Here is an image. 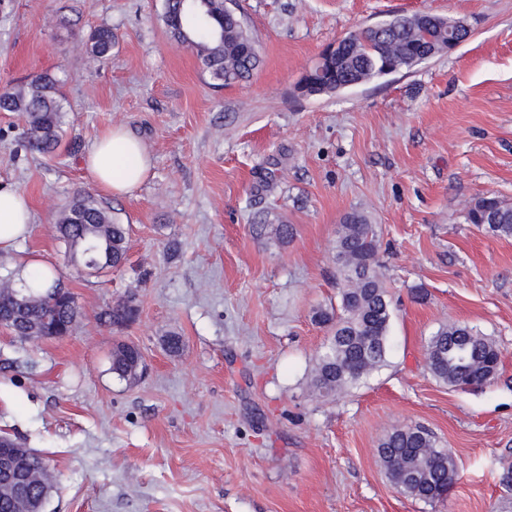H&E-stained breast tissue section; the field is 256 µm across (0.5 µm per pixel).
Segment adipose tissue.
<instances>
[{
    "label": "adipose tissue",
    "mask_w": 512,
    "mask_h": 512,
    "mask_svg": "<svg viewBox=\"0 0 512 512\" xmlns=\"http://www.w3.org/2000/svg\"><path fill=\"white\" fill-rule=\"evenodd\" d=\"M94 183L107 196L133 194L145 180L150 155L142 142L122 127L100 135L83 158ZM32 224L29 199L14 189H0V253L24 240Z\"/></svg>",
    "instance_id": "obj_1"
}]
</instances>
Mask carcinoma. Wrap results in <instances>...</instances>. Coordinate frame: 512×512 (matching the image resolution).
<instances>
[{
	"label": "carcinoma",
	"instance_id": "1",
	"mask_svg": "<svg viewBox=\"0 0 512 512\" xmlns=\"http://www.w3.org/2000/svg\"><path fill=\"white\" fill-rule=\"evenodd\" d=\"M225 0H197L196 19L178 24V3L165 0L163 21L170 38L191 49L210 77L230 83L248 78L260 62L252 50L255 39L245 24L224 14ZM464 39L468 32L459 22L428 26L416 16L397 15L383 33L361 29L350 35V45L339 72L330 73L331 84L350 76L362 82L381 77L380 65L396 60L409 65L416 46L438 48L447 29ZM115 35L112 28L95 29L87 41L88 53L97 61L112 53ZM58 81L45 73L29 82L0 90V112H19L25 117L22 147L44 156L55 155L60 144L64 114L58 100ZM467 221L493 237L512 238V206L495 196L479 198L467 211ZM56 229L69 254L79 256L83 268L91 259L100 260L97 272L103 273L126 261L128 228L88 192L75 193L59 212ZM253 233L277 245L294 236L291 224L260 218L251 225ZM336 303L318 309L314 321L328 329L316 358L312 377L313 391L330 397L358 384L387 362L388 337L392 321L387 287L379 273V235L376 225L358 213L348 215L336 238ZM13 272H0V322L21 340L37 335L45 321L76 323L80 310L75 298L67 303L56 300L62 287L60 276L47 286L36 284L26 293L30 304L23 310L12 300ZM129 297L103 314L104 321L123 326L131 322ZM428 365L438 380L454 387L482 386L495 378L500 351L487 337L462 324L440 327L426 341ZM110 370L117 378L132 382L142 370L140 350L118 343L112 350ZM379 457L393 488L412 499L434 505L443 501L457 475V465L448 449L430 430L406 426L390 432L379 445Z\"/></svg>",
	"mask_w": 512,
	"mask_h": 512
}]
</instances>
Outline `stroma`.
<instances>
[{
    "label": "stroma",
    "instance_id": "35a3bbf8",
    "mask_svg": "<svg viewBox=\"0 0 512 512\" xmlns=\"http://www.w3.org/2000/svg\"><path fill=\"white\" fill-rule=\"evenodd\" d=\"M261 63L213 81L162 20L163 0H0V89L48 72L65 113L56 156L21 147L0 112V186L30 200L13 266L55 267L80 316L67 336L22 341L0 327V435L42 455L44 512H512V238L469 224L476 199L512 204V0H238ZM466 21L452 53L343 92L300 94L320 53L399 14ZM112 27L111 57L89 34ZM125 127L151 168L128 197H102L129 225L128 260L99 275L67 261L55 217L97 187L95 138ZM376 224L393 309L387 363L333 400L308 388L336 299L332 247L350 212ZM295 228L256 238L257 215ZM424 289L425 301L414 298ZM135 295L136 321L105 310ZM457 322L492 339L491 383L457 389L426 366V340ZM181 356L163 348L167 332ZM145 371H110L115 342ZM431 429L458 477L428 505L392 487L377 452L393 429ZM115 44V35L112 28L102 26L95 29L87 41L88 53L97 61L106 59L112 53Z\"/></svg>",
    "mask_w": 512,
    "mask_h": 512
}]
</instances>
